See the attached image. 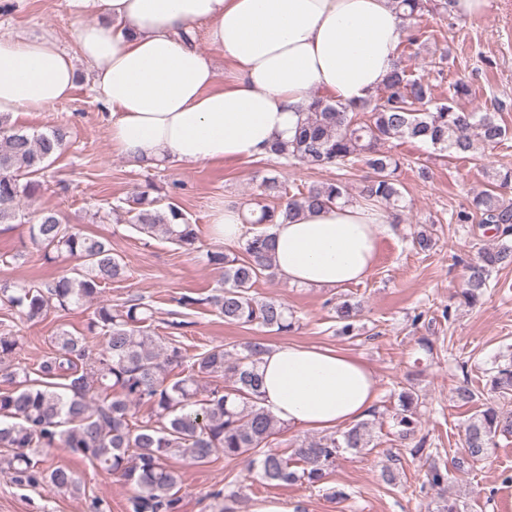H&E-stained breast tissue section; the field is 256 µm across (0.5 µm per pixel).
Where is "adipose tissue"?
Returning a JSON list of instances; mask_svg holds the SVG:
<instances>
[{
    "instance_id": "ef3b65f1",
    "label": "adipose tissue",
    "mask_w": 512,
    "mask_h": 512,
    "mask_svg": "<svg viewBox=\"0 0 512 512\" xmlns=\"http://www.w3.org/2000/svg\"><path fill=\"white\" fill-rule=\"evenodd\" d=\"M76 52L49 35L0 34V113L71 97L75 58L94 67L113 150L143 165L186 167L267 157L290 141L313 97L351 103L384 84L405 36L391 0H68ZM204 26L225 68L182 41ZM390 215L355 204L304 210L270 225L277 272L289 284L339 288L371 273ZM262 404L293 428L332 430L364 418L376 379L346 352L296 343L259 363Z\"/></svg>"
}]
</instances>
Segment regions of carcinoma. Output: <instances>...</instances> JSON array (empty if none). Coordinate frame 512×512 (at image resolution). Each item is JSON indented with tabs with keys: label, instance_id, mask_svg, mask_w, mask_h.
I'll return each mask as SVG.
<instances>
[{
	"label": "carcinoma",
	"instance_id": "obj_1",
	"mask_svg": "<svg viewBox=\"0 0 512 512\" xmlns=\"http://www.w3.org/2000/svg\"><path fill=\"white\" fill-rule=\"evenodd\" d=\"M400 17L409 22L407 44H420L426 31L414 21L433 12L437 0H395ZM470 94L463 80L453 85L452 98L437 102L431 85L411 74L397 61L387 76L382 96L343 104L320 97L305 109L296 134L288 142H275L270 152L311 168L334 167L340 171L364 164L370 175L360 190L359 204L367 207L393 204L402 197L397 171L403 165L386 149L393 139L407 138L448 151L461 158L477 150L493 148L507 136L498 118L502 106L492 112H468L457 97ZM69 137L68 127L58 125L30 135L16 130L11 115H0V224H15L20 218L18 202L32 200L43 188L45 163L58 157ZM492 188L473 198L471 207L457 213L459 224H485L505 239L497 247L480 251L468 266L460 296L475 305L483 296L490 273L512 265V200L495 188L512 186V165L501 164L491 175ZM259 196L283 198L285 188L278 176H265ZM337 202L351 204L341 179L312 184L288 197L277 207L259 206L251 224L269 225L280 217L287 221L305 208ZM156 200L142 192L128 210L131 222L148 237L162 235L187 251L198 241L196 227L182 210L169 203L155 207ZM30 241L44 252L65 254L81 262L73 275L53 282L19 284L0 281V303L29 321L48 311L66 312L98 298L102 289L124 274V265L104 238L89 235L62 222L54 210H42L29 225ZM210 265L224 272V286L203 299L183 295L176 299L187 308L207 304L227 323L257 325L269 332L286 334L295 327L293 313L279 299H259L253 285L276 276L267 231L253 233L234 251L215 250L207 255ZM359 303L336 304V334L355 335L361 316ZM185 322L168 324L164 336L152 329V312L139 299L114 308L96 307L90 329L98 328L99 341L62 330L54 337V353L38 367L46 382L34 383L25 367L10 364L19 345L12 334H0V375L22 377L13 391L0 392V448L9 455L0 461L1 473L20 485L40 482L56 489L76 492L80 483L73 471L62 467L35 470L32 456L63 446L102 470L121 475L135 487L132 512H180V475L169 464L177 455L203 464L217 452L227 458L247 460L248 471L271 486L306 482L325 483L343 453H361L370 448L372 435L366 422L318 439L305 440L291 449L269 447L277 421L259 404L261 380L257 372L266 343L257 340L232 353L214 346L187 357L172 330ZM183 368L185 375L168 381L169 370ZM64 378L55 385L50 379ZM224 380L198 399L200 380ZM491 390L502 398L512 397V363L500 366L490 376ZM395 425L404 440L415 438L419 398L407 389L398 396ZM147 405L156 421H139L132 407ZM512 434V411L490 404L473 414L464 425L461 456L453 468L467 472L488 458L496 437ZM449 470L430 465L425 484L448 483ZM217 512H234L238 492L219 489L209 493Z\"/></svg>",
	"mask_w": 512,
	"mask_h": 512
}]
</instances>
